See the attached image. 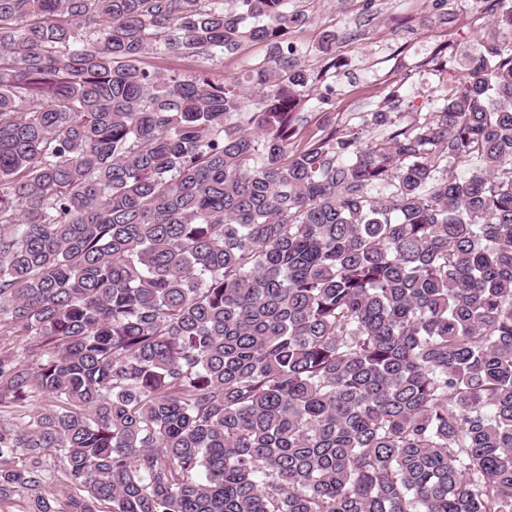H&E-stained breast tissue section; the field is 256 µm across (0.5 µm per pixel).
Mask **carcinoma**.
<instances>
[{
  "mask_svg": "<svg viewBox=\"0 0 512 512\" xmlns=\"http://www.w3.org/2000/svg\"><path fill=\"white\" fill-rule=\"evenodd\" d=\"M303 21L0 0V496L25 512H512V46L430 118L293 150ZM246 42L241 81L144 62Z\"/></svg>",
  "mask_w": 512,
  "mask_h": 512,
  "instance_id": "1",
  "label": "carcinoma"
}]
</instances>
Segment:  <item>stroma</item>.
<instances>
[{
    "label": "stroma",
    "mask_w": 512,
    "mask_h": 512,
    "mask_svg": "<svg viewBox=\"0 0 512 512\" xmlns=\"http://www.w3.org/2000/svg\"><path fill=\"white\" fill-rule=\"evenodd\" d=\"M307 15L292 34L303 62L324 100L309 99L300 110L302 139L317 134L325 121L337 128L358 125L370 139L387 134L374 125V112L387 108L393 121L405 113H427L457 83L471 59L492 45H512V29L497 25L494 0H298ZM335 43H328V35ZM263 45L244 44L236 53L206 65L173 54L148 58L151 68L191 73L207 68L214 77L241 76L245 63L261 60ZM336 69H328L329 59ZM401 101L387 107L391 87Z\"/></svg>",
    "instance_id": "1"
}]
</instances>
